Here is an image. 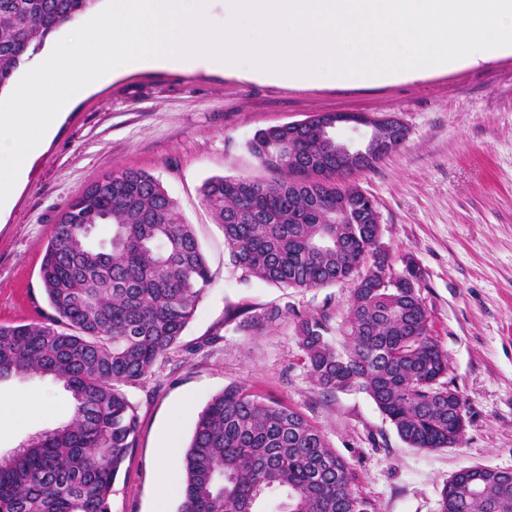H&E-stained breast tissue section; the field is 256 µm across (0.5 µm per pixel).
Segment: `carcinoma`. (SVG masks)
I'll return each mask as SVG.
<instances>
[{
  "instance_id": "obj_1",
  "label": "carcinoma",
  "mask_w": 512,
  "mask_h": 512,
  "mask_svg": "<svg viewBox=\"0 0 512 512\" xmlns=\"http://www.w3.org/2000/svg\"><path fill=\"white\" fill-rule=\"evenodd\" d=\"M97 0H0V90L63 26ZM257 131L248 149L268 180L214 177L202 201L224 226L232 265L247 277L285 288L352 283L341 321L325 310L299 315L286 307L251 311L238 330L271 327L287 315L304 364L323 393H367L409 447L423 451L461 441L457 398H448V358L429 334L421 271L409 262L402 286L355 281L376 251L373 224H328L327 211L351 197L347 164L321 154L307 124ZM108 224L93 244L86 225ZM40 277L52 313L0 324V380L50 376L73 399L70 420L0 455V512H111L112 487L135 448L139 419L122 387L140 382L179 341L211 273L191 225L151 174H112L66 205L44 254ZM180 467L179 512H257L268 495L278 512H373L355 475L322 431L300 411L267 400L244 384L228 386L199 413ZM458 472L439 512H512V480H485L476 495Z\"/></svg>"
}]
</instances>
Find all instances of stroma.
I'll list each match as a JSON object with an SVG mask.
<instances>
[{
	"instance_id": "35a3bbf8",
	"label": "stroma",
	"mask_w": 512,
	"mask_h": 512,
	"mask_svg": "<svg viewBox=\"0 0 512 512\" xmlns=\"http://www.w3.org/2000/svg\"><path fill=\"white\" fill-rule=\"evenodd\" d=\"M326 112L393 115L408 131L397 150L351 182L375 199L394 266L407 256L422 272L430 333L464 402L458 446L411 448L366 393H320L304 365L295 316L324 310L341 317L350 284L285 289L244 279L230 262L223 227L201 201L208 178H266L247 149L258 130ZM129 168L160 181L191 224L213 280L177 345L126 389L139 429L111 512H178L184 473L175 471L161 492L157 450L171 431L187 446L208 401L238 383L320 427L375 512H438L444 485L461 469L512 471V53L383 85L268 83L156 68L82 89L0 210L1 324L49 313L39 271L54 225L85 187ZM284 306L294 316L270 328L239 331L228 321L249 307ZM19 394L21 407L13 402ZM70 414L62 383L0 381V455Z\"/></svg>"
}]
</instances>
